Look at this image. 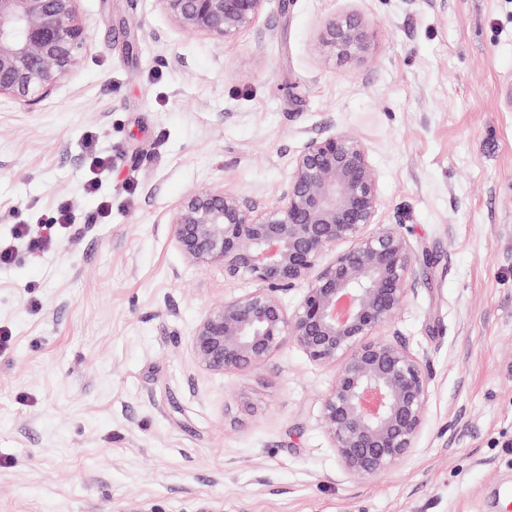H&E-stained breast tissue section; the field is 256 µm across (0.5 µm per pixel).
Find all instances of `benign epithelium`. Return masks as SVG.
I'll return each instance as SVG.
<instances>
[{
	"label": "benign epithelium",
	"instance_id": "benign-epithelium-1",
	"mask_svg": "<svg viewBox=\"0 0 512 512\" xmlns=\"http://www.w3.org/2000/svg\"><path fill=\"white\" fill-rule=\"evenodd\" d=\"M79 2L0 0V97L32 108L81 66L91 44ZM156 2L179 29L222 44L252 26L269 0ZM320 43L353 64L368 50L367 25L354 16L330 19ZM381 206L368 148L339 132L308 139L278 202L262 207L201 186L170 221L189 262L258 284L201 317L190 341L198 367L261 365L288 340L311 362L338 366L322 398V423L343 471L357 481L412 452L429 400L422 361L388 334L414 285L417 258L400 225L377 223ZM341 243L349 248L325 261ZM304 280L289 313L279 293Z\"/></svg>",
	"mask_w": 512,
	"mask_h": 512
}]
</instances>
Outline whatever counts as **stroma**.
<instances>
[{"label":"stroma","mask_w":512,"mask_h":512,"mask_svg":"<svg viewBox=\"0 0 512 512\" xmlns=\"http://www.w3.org/2000/svg\"><path fill=\"white\" fill-rule=\"evenodd\" d=\"M81 67L39 105L0 99V512H512V0H268L215 44L155 0H80ZM356 16L355 64L320 45ZM370 148L419 258L395 328L429 376L411 454L343 472L322 424L334 365L291 342L209 372L190 338L252 291L188 262L170 217L203 184L277 202L310 136ZM112 214L90 223L85 139ZM68 202L47 252L14 225Z\"/></svg>","instance_id":"stroma-1"}]
</instances>
